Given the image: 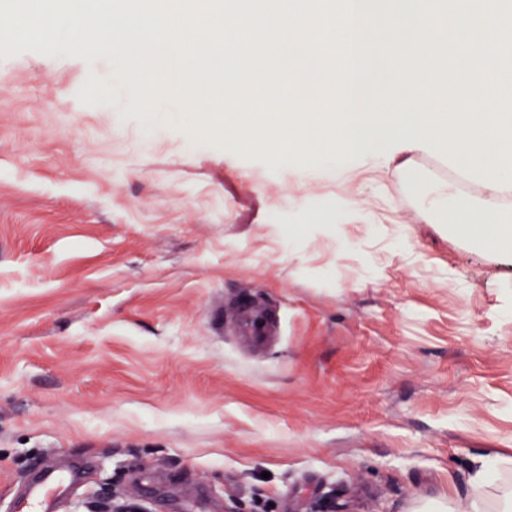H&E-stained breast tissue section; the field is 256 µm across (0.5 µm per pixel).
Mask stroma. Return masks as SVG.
Returning <instances> with one entry per match:
<instances>
[{
    "label": "stroma",
    "instance_id": "1",
    "mask_svg": "<svg viewBox=\"0 0 512 512\" xmlns=\"http://www.w3.org/2000/svg\"><path fill=\"white\" fill-rule=\"evenodd\" d=\"M114 71L0 59V512L40 465L84 468L58 512H470L512 459V261L401 176L301 181L128 115ZM354 195L372 223L327 225ZM508 475V491L501 505L486 498V489L504 480ZM472 512H510L512 510V482L507 471L501 467V459L496 458L492 466L482 463L476 472L471 502Z\"/></svg>",
    "mask_w": 512,
    "mask_h": 512
}]
</instances>
